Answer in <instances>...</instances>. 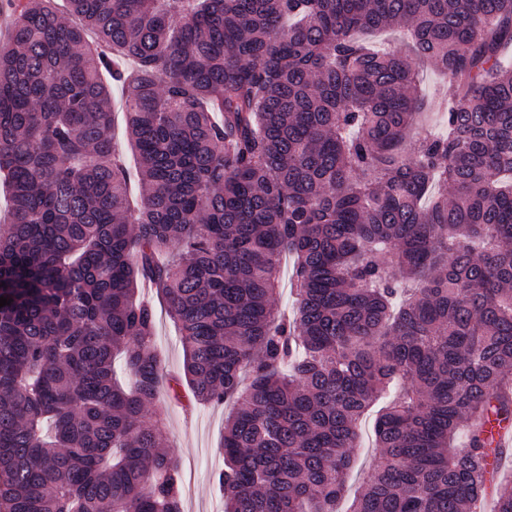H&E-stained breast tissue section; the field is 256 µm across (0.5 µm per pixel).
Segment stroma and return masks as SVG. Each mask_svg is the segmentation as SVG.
Returning <instances> with one entry per match:
<instances>
[{"mask_svg":"<svg viewBox=\"0 0 512 512\" xmlns=\"http://www.w3.org/2000/svg\"><path fill=\"white\" fill-rule=\"evenodd\" d=\"M143 296L156 314L154 341L166 373L156 405L165 413V447L181 475L183 512H223L217 476L224 467L220 445L231 407L191 401L183 376V350L178 330L167 314L166 300L152 288L144 290Z\"/></svg>","mask_w":512,"mask_h":512,"instance_id":"1","label":"stroma"}]
</instances>
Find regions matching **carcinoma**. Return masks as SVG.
Instances as JSON below:
<instances>
[{
  "mask_svg": "<svg viewBox=\"0 0 512 512\" xmlns=\"http://www.w3.org/2000/svg\"><path fill=\"white\" fill-rule=\"evenodd\" d=\"M8 2L0 512H183L146 281L194 398L234 402L224 512H336L390 390L351 512H512V0ZM424 63L456 93L408 154ZM122 97L123 92L120 88H116L113 91L112 95V109L114 112V121H113V140L116 147V151L123 155V158L126 161V164L130 168L131 172H134L135 160L130 149V146L127 142L126 134H125V124H124V116L122 109ZM291 274H292V259L286 255L282 259L280 279H281V290L280 295L277 298V306L279 310L288 316L292 311L295 304V297L292 294L291 289ZM375 412H370L361 422V436L358 448L354 449V468L349 478V496L361 489L367 475L376 464V452L372 448Z\"/></svg>",
  "mask_w": 512,
  "mask_h": 512,
  "instance_id": "cac0c4a2",
  "label": "carcinoma"
}]
</instances>
